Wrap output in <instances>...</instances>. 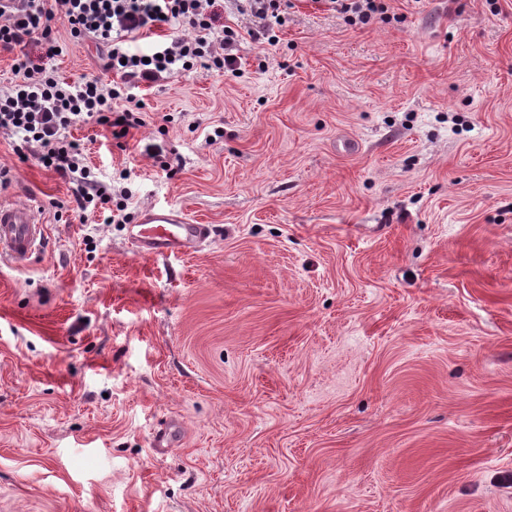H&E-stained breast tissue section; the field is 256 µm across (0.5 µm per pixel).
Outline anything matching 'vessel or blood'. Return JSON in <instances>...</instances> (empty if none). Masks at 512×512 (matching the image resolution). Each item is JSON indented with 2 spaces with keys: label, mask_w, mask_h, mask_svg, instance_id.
<instances>
[{
  "label": "vessel or blood",
  "mask_w": 512,
  "mask_h": 512,
  "mask_svg": "<svg viewBox=\"0 0 512 512\" xmlns=\"http://www.w3.org/2000/svg\"><path fill=\"white\" fill-rule=\"evenodd\" d=\"M210 232L208 225L197 224L165 207L144 212L128 229L129 239L143 256L187 254ZM43 226L38 208L0 204V257L13 263H28L41 247Z\"/></svg>",
  "instance_id": "1"
}]
</instances>
